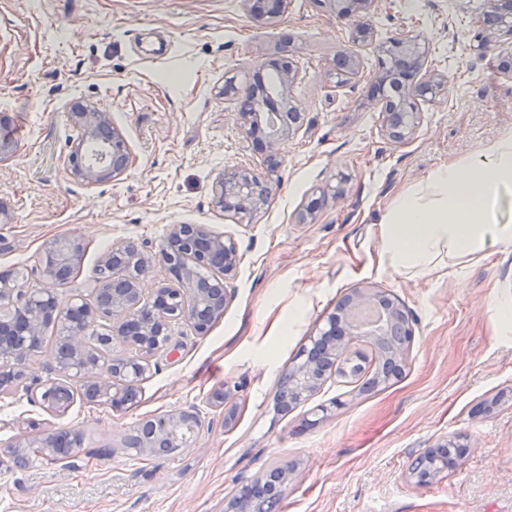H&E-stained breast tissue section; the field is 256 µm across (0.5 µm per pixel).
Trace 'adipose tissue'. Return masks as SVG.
Wrapping results in <instances>:
<instances>
[{"label": "adipose tissue", "instance_id": "1", "mask_svg": "<svg viewBox=\"0 0 512 512\" xmlns=\"http://www.w3.org/2000/svg\"><path fill=\"white\" fill-rule=\"evenodd\" d=\"M512 192V129L469 160L438 169L397 198L381 220L380 254L396 272L430 277L493 244L512 245L501 214Z\"/></svg>", "mask_w": 512, "mask_h": 512}]
</instances>
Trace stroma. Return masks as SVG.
I'll return each instance as SVG.
<instances>
[{
    "mask_svg": "<svg viewBox=\"0 0 512 512\" xmlns=\"http://www.w3.org/2000/svg\"><path fill=\"white\" fill-rule=\"evenodd\" d=\"M481 12V0H378L377 40L402 28L424 38L429 69L450 79L447 96L420 101L413 139L394 143L367 99L374 50L354 42L352 19L327 0H291L271 23L243 0H0V138L14 145L0 160V272L31 274L49 242L82 235L83 258L54 292L90 303L112 244L154 247L174 224L208 225L241 257L223 316L204 335L176 324L174 351L151 356L130 408L88 400L76 381L61 415L26 386L0 394V512H224L238 488L284 464L297 477L282 512H512V332L486 310L495 295L512 296V247L429 278L379 261L387 205L512 127L500 48H475ZM285 37L304 122L271 170L246 147L239 103L222 89L230 76L246 83ZM346 52L362 64L338 89L332 62ZM76 102L109 113L122 132L131 164L118 179L71 175L84 136L69 117ZM238 167L272 190L249 219L213 201L217 178ZM338 183L343 197L304 217ZM366 286L394 296L413 324L403 378L365 395L360 381L334 374L306 404L277 413L289 363ZM302 303L306 314L281 332ZM219 389L232 395V419L213 403ZM179 411L201 420L193 447H123L144 421ZM59 430L80 432L82 446L58 465L36 453L15 465L10 445ZM452 436L469 443L457 468L417 485L416 458Z\"/></svg>",
    "mask_w": 512,
    "mask_h": 512,
    "instance_id": "obj_1",
    "label": "stroma"
}]
</instances>
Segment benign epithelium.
<instances>
[{
    "label": "benign epithelium",
    "mask_w": 512,
    "mask_h": 512,
    "mask_svg": "<svg viewBox=\"0 0 512 512\" xmlns=\"http://www.w3.org/2000/svg\"><path fill=\"white\" fill-rule=\"evenodd\" d=\"M249 12L273 20L287 8L288 0H245ZM330 6L342 17L356 21L355 41L372 40L369 17L378 0H329ZM477 48L484 49L491 42L512 45V0H484L483 17L475 35ZM379 75L376 84L386 95L380 98L383 131L395 143H404L418 130L422 113L418 100L448 94V76L433 71L418 77L428 62V41L406 32L392 35L374 44ZM361 61L353 54L336 57L335 87L350 84L360 70ZM278 72L277 85L262 87V97L270 114L282 113L281 124H269L267 163L276 168L281 164L279 146L300 127L299 105L291 89L299 80V73L290 60L274 55L257 65L243 86L228 81L226 96H247L257 93V82L270 72ZM72 121L86 133L70 154L71 173L87 183L114 179L129 165L121 132L112 124L106 112L78 104L70 113ZM258 176L247 168L225 171L214 186V201L222 210L236 215L254 214L266 204L268 195L258 197L253 182ZM84 253L81 237L72 235L49 243L40 266V278L45 286L34 288L18 273L0 274V394L18 386L28 375V361L33 343L47 323H56L63 329L62 339L55 355L57 377L38 380L37 391L47 410L63 414L69 408L66 398L68 379L82 382L94 400L108 404L119 411L137 396L139 385L150 372L149 357L168 348L172 328L179 322H188L204 335L224 314L232 298L229 281L236 274L239 257L234 242L213 232L205 224H173L153 251L135 241L112 246L104 253L100 264V278L96 286L97 307L91 308L81 299L67 304L58 301L50 289L53 284L67 282ZM165 268L167 281L159 283L150 294L143 284L152 276L156 266ZM387 304L392 318V329L387 340L394 341V356L401 363L407 359L413 330L400 304L386 294L372 288H356L326 319L319 344L312 356L288 366L293 374L292 398L295 404L307 402L320 388L328 360L341 366L356 356L359 342L377 346L378 339L363 332L357 325H349L344 317L348 308H366ZM112 321L106 334L91 333L94 317ZM123 353L121 361L107 358L108 352ZM199 426L197 416L181 411L151 420L154 434L173 440L176 448H188L196 440L192 434L179 438L183 424ZM35 448L42 457L57 461L64 451L57 448L53 433L12 446L17 461H26V449Z\"/></svg>",
    "instance_id": "benign-epithelium-1"
}]
</instances>
